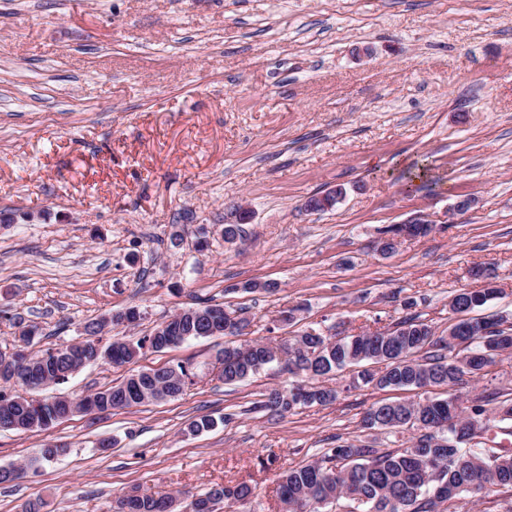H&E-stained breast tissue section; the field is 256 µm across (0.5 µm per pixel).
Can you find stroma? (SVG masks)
<instances>
[{
	"instance_id": "stroma-1",
	"label": "stroma",
	"mask_w": 512,
	"mask_h": 512,
	"mask_svg": "<svg viewBox=\"0 0 512 512\" xmlns=\"http://www.w3.org/2000/svg\"><path fill=\"white\" fill-rule=\"evenodd\" d=\"M430 166L406 191L401 173ZM329 211L305 200L336 186ZM473 199L454 212L459 196ZM253 212L224 239L237 205ZM0 349L39 328L37 348L137 308L138 340L182 308L238 310L255 339L394 326L418 314L448 333V300L491 268L480 316H512V0H0ZM425 216L432 232L380 256L385 227ZM228 339L98 362L41 390L73 397L129 369L184 363L174 400L72 415L39 432L0 430V466L48 445L64 455L0 484V512H115L125 493L173 492L175 512L240 482L256 496L217 512H278L280 471L343 442L408 446L412 431L364 429L374 404L434 397L323 378L336 401L280 418L259 406L293 378L269 365L228 385ZM512 390V356L459 394ZM200 415L217 426L196 435ZM112 439L107 452L99 440Z\"/></svg>"
}]
</instances>
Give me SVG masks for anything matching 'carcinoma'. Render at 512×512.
Instances as JSON below:
<instances>
[{"label": "carcinoma", "instance_id": "carcinoma-1", "mask_svg": "<svg viewBox=\"0 0 512 512\" xmlns=\"http://www.w3.org/2000/svg\"><path fill=\"white\" fill-rule=\"evenodd\" d=\"M497 288L480 291L461 289L456 302L466 304L468 313L484 306L498 294ZM169 324L181 326L179 341L204 338L206 332L197 325L179 324L171 316ZM404 334L394 335L391 328L364 330L350 336H311L301 331L279 342L254 339L244 344L224 347V383L240 382L260 369L277 363L289 374L317 379L330 373L356 367L357 381L363 385L386 388L461 387L467 376L475 374L495 360L506 349H512V324L498 323L493 336H478L464 331L457 337L458 346L468 352L460 358L448 350V338L434 337L432 327L414 314L398 322ZM101 322L85 325L84 343L89 348L101 346L112 351L114 365L131 364L145 345L162 350L165 337L151 332L137 342L120 338L102 343ZM63 346L47 347L35 353L43 372L69 379V366L57 359ZM179 375L164 370H140L136 389L124 390L121 385L97 390L95 406L100 413L125 409L152 401L164 392L169 398L181 395L194 384L196 373L178 364ZM310 404L327 405L336 399V391L310 385ZM448 398L433 397L425 405L414 407L404 402L375 404L362 419L369 430L419 431L410 445L396 451H381L369 445L339 444L324 459L285 470L279 477L277 497L281 512H319V507L341 499L365 512H439L447 502L471 494L470 486L479 482L487 492L512 489V454L486 447L482 433L471 427L440 426L437 430L426 423L427 417L448 420ZM31 403L18 393L0 387V411L9 410L20 422L22 431H42L55 424L54 407L44 406V417L36 420ZM261 408L284 417L295 409L291 392L272 389L265 395ZM461 416L481 422L512 421V392H491L472 404H458ZM255 488L246 482L233 487L210 490L191 502L192 512H214L211 505L220 501H241L250 498ZM170 493L158 495H127L119 501V512H164Z\"/></svg>", "mask_w": 512, "mask_h": 512}]
</instances>
